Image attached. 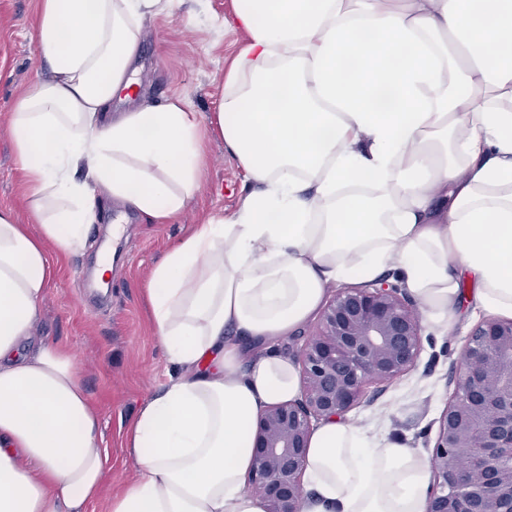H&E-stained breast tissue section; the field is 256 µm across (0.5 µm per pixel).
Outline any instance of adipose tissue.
<instances>
[{
	"mask_svg": "<svg viewBox=\"0 0 512 512\" xmlns=\"http://www.w3.org/2000/svg\"><path fill=\"white\" fill-rule=\"evenodd\" d=\"M170 0H40L49 77L16 99L12 146L38 233L0 208V512H87L104 479L81 370L33 336L50 254L87 246L104 199L178 216L199 185L196 112H113L145 17ZM244 47L216 114L247 172L155 267L170 371L127 428L136 480L104 512H265L249 491L260 414L298 399L281 341L339 280L397 272L447 331L460 282L512 317V0H235ZM431 464L337 419L313 431L302 512H426Z\"/></svg>",
	"mask_w": 512,
	"mask_h": 512,
	"instance_id": "1",
	"label": "adipose tissue"
}]
</instances>
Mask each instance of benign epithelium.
Here are the masks:
<instances>
[{"label": "benign epithelium", "mask_w": 512, "mask_h": 512, "mask_svg": "<svg viewBox=\"0 0 512 512\" xmlns=\"http://www.w3.org/2000/svg\"><path fill=\"white\" fill-rule=\"evenodd\" d=\"M422 327L413 300L386 279L341 288L297 349L301 398L258 418L251 492L266 512H300L313 422L339 418L416 366ZM439 418L427 512H512V319L470 332ZM468 449L460 464L456 452Z\"/></svg>", "instance_id": "1"}]
</instances>
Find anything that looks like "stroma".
<instances>
[{"mask_svg": "<svg viewBox=\"0 0 512 512\" xmlns=\"http://www.w3.org/2000/svg\"><path fill=\"white\" fill-rule=\"evenodd\" d=\"M38 8L39 0H0V207L12 208L23 224L32 217L12 149L9 116L16 96L43 74L35 42ZM233 11L234 0H172L145 19L135 61L139 83L134 102L142 107L178 97L197 112L203 145L199 187L171 221L148 224L127 214L122 243L112 259L109 291L102 295L93 269L109 219L118 212L115 203H108V216L95 224L84 252L56 257L57 275L42 302L36 335L75 355L84 387L100 409L108 492L135 480L125 432L140 407L168 380L165 351L151 320V272L194 225L235 213L248 181L214 124L225 95L224 79L246 40L231 25ZM461 313L449 333L424 330L416 367L347 412L346 421L374 425L431 455L438 418L453 392L450 372L481 320L470 302H463Z\"/></svg>", "mask_w": 512, "mask_h": 512, "instance_id": "35a3bbf8", "label": "stroma"}]
</instances>
